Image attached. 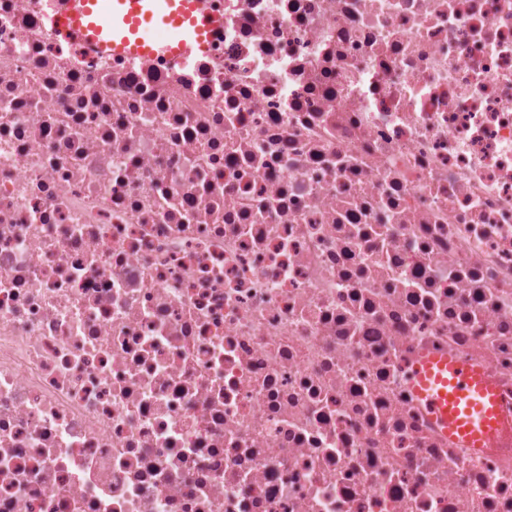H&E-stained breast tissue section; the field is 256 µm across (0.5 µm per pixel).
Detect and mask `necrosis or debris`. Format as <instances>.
Instances as JSON below:
<instances>
[{"instance_id": "4bbe7bcc", "label": "necrosis or debris", "mask_w": 512, "mask_h": 512, "mask_svg": "<svg viewBox=\"0 0 512 512\" xmlns=\"http://www.w3.org/2000/svg\"><path fill=\"white\" fill-rule=\"evenodd\" d=\"M103 56L0 0V512H512V0H207ZM413 391L444 436L486 450L512 437L498 386L488 372L453 357L424 355L414 366Z\"/></svg>"}]
</instances>
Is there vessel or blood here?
Returning <instances> with one entry per match:
<instances>
[{
    "mask_svg": "<svg viewBox=\"0 0 512 512\" xmlns=\"http://www.w3.org/2000/svg\"><path fill=\"white\" fill-rule=\"evenodd\" d=\"M64 39L143 61L178 62L207 52L222 15L206 0H65L52 20ZM413 391L444 436L486 450L512 437L497 385L486 370L453 357L422 356Z\"/></svg>",
    "mask_w": 512,
    "mask_h": 512,
    "instance_id": "obj_1",
    "label": "vessel or blood"
}]
</instances>
